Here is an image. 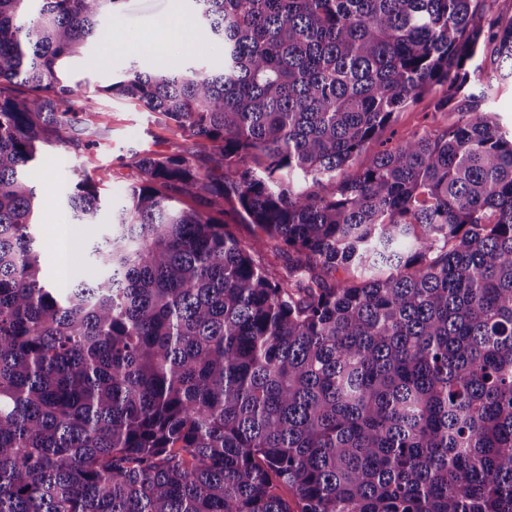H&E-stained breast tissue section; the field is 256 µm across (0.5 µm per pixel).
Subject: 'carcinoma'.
<instances>
[{"label": "carcinoma", "mask_w": 512, "mask_h": 512, "mask_svg": "<svg viewBox=\"0 0 512 512\" xmlns=\"http://www.w3.org/2000/svg\"><path fill=\"white\" fill-rule=\"evenodd\" d=\"M119 2L0 0V512H512V131L489 104L512 16L190 0L185 42L223 67L134 61L103 92L211 166L137 155L95 278L62 293L27 167L85 147L61 69ZM425 95L457 123L343 178ZM101 182L79 179L70 220L97 223Z\"/></svg>", "instance_id": "carcinoma-1"}]
</instances>
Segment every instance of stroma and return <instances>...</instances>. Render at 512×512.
<instances>
[{
	"mask_svg": "<svg viewBox=\"0 0 512 512\" xmlns=\"http://www.w3.org/2000/svg\"><path fill=\"white\" fill-rule=\"evenodd\" d=\"M192 18L189 0H124L122 29H109L107 39L89 44L66 65V78L76 86L80 98H92L90 128L78 131L89 149L77 152L67 146L48 150L27 171L38 193L36 249L43 276L57 287L68 288L91 281L94 271L85 257L90 242L83 225L68 224L65 202L81 173L103 175L101 193L105 205L98 215L97 233H104L112 211L124 204L131 183L139 178L135 156L144 151L166 154L197 151L195 140L181 136L159 115L143 105L104 94L103 88L120 80L132 59L148 60L155 68L180 70L189 66L208 69L222 58L207 40H198L193 55L180 49L181 37H170L168 22L173 14ZM125 34V51L112 49V40ZM458 119L454 112H437L431 97H422L411 108L399 112L394 123L369 145L377 152L382 144L395 143L408 132L430 126L443 129ZM67 224L70 233L69 273L60 275L53 234L57 225Z\"/></svg>",
	"mask_w": 512,
	"mask_h": 512,
	"instance_id": "obj_1",
	"label": "stroma"
}]
</instances>
